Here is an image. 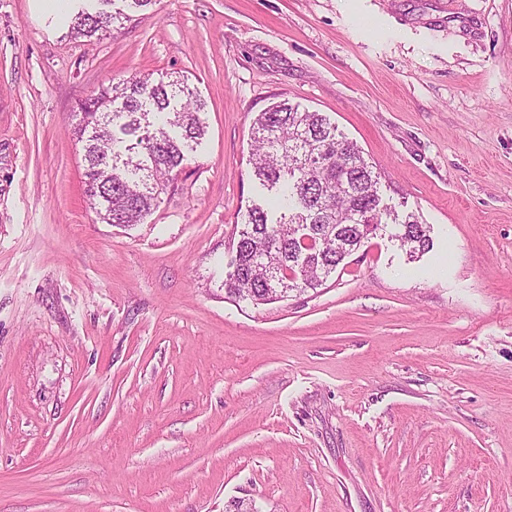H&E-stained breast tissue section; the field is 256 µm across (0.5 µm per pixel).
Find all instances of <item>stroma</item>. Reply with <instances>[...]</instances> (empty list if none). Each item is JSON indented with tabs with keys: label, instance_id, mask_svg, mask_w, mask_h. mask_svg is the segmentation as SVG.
I'll return each mask as SVG.
<instances>
[{
	"label": "stroma",
	"instance_id": "obj_1",
	"mask_svg": "<svg viewBox=\"0 0 512 512\" xmlns=\"http://www.w3.org/2000/svg\"><path fill=\"white\" fill-rule=\"evenodd\" d=\"M0 0V512H512V0H153L102 40ZM188 75L207 133L101 223L79 105ZM326 114L431 225L224 294L255 116Z\"/></svg>",
	"mask_w": 512,
	"mask_h": 512
}]
</instances>
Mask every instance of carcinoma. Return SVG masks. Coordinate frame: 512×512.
Returning a JSON list of instances; mask_svg holds the SVG:
<instances>
[{
  "label": "carcinoma",
  "instance_id": "carcinoma-1",
  "mask_svg": "<svg viewBox=\"0 0 512 512\" xmlns=\"http://www.w3.org/2000/svg\"><path fill=\"white\" fill-rule=\"evenodd\" d=\"M118 16L83 12L77 38L108 36ZM205 102L188 78L155 81L134 75L92 94L78 112L85 193L105 224H138L190 160L204 137ZM252 175L281 194L273 217L257 204L241 215L233 265L224 277L229 298L255 305L287 292L316 289L366 240L393 227L389 238L410 257L430 249V226L381 205L379 177L358 145L320 112L283 99L253 125Z\"/></svg>",
  "mask_w": 512,
  "mask_h": 512
}]
</instances>
